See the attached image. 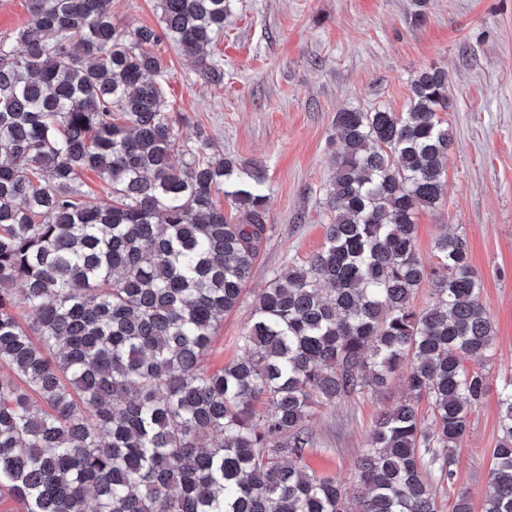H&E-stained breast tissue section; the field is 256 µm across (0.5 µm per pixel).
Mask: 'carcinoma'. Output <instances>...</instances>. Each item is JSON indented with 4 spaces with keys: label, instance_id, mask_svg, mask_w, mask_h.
<instances>
[{
    "label": "carcinoma",
    "instance_id": "carcinoma-1",
    "mask_svg": "<svg viewBox=\"0 0 512 512\" xmlns=\"http://www.w3.org/2000/svg\"><path fill=\"white\" fill-rule=\"evenodd\" d=\"M229 2L156 0L155 30L114 24L111 0H28L30 26L0 39V494L21 512H352L343 485L308 470L304 423L401 374L407 396L357 464L358 512H439L433 484H454L489 382L466 361L495 340L463 236H439L432 265L416 249L417 212L444 195L448 74L418 75L400 115L336 114L323 246L257 295L244 356L209 372L255 273L265 178L202 137L180 143L150 47L224 81L208 47ZM86 171L111 204L85 199ZM498 407L482 512H512V379Z\"/></svg>",
    "mask_w": 512,
    "mask_h": 512
}]
</instances>
